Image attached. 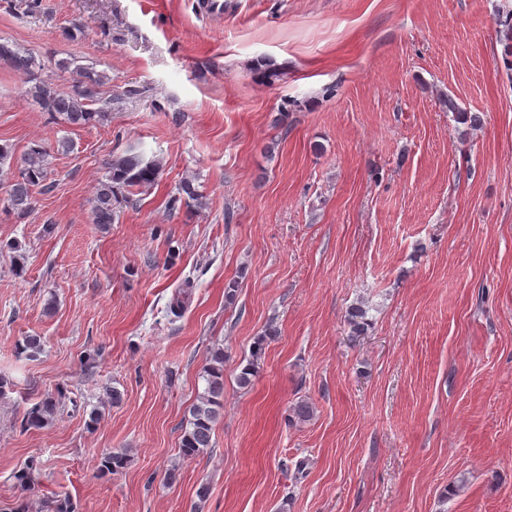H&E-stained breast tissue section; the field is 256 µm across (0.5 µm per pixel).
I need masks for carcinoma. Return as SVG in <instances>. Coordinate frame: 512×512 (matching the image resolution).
<instances>
[{
  "instance_id": "obj_1",
  "label": "carcinoma",
  "mask_w": 512,
  "mask_h": 512,
  "mask_svg": "<svg viewBox=\"0 0 512 512\" xmlns=\"http://www.w3.org/2000/svg\"><path fill=\"white\" fill-rule=\"evenodd\" d=\"M0 62L11 66L27 84L26 95L40 109L50 113L54 119L67 126H88L108 121L110 112L104 108L93 109L91 105L99 101V89L104 84V76L89 66L78 65L70 68L69 62H61L59 67L72 70L77 91L63 92L54 83L40 75L43 64L22 48L7 41H0ZM48 161L45 150L33 145L21 157L18 175L10 186L8 207L19 216L30 214L35 207V189L48 178ZM156 164L146 162L139 154H127L109 163L105 180L99 182L96 189L92 215L95 224L114 223L117 212L113 201L117 191L123 187H149L157 179ZM202 205L203 196L190 181L179 185L171 204L179 200ZM347 322L352 332L360 334L368 325L366 310L352 306L347 311ZM206 386L199 394L196 403L189 410L190 418L185 429L181 451L185 456H194L212 447V432L224 411V350L212 352L204 368ZM59 401L46 397L32 406L26 413V425L32 429L44 427L58 411ZM127 463L124 451H112L104 457L101 470L116 472Z\"/></svg>"
}]
</instances>
